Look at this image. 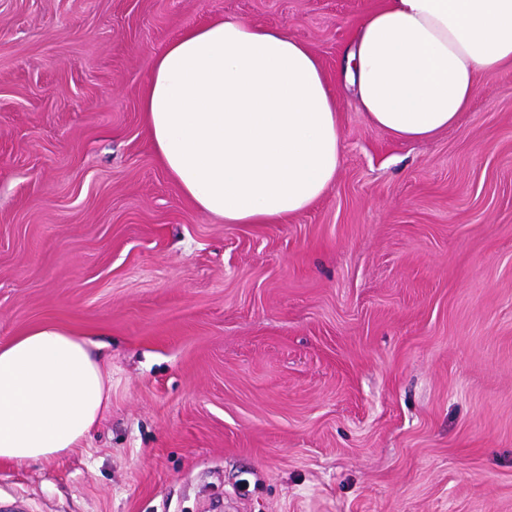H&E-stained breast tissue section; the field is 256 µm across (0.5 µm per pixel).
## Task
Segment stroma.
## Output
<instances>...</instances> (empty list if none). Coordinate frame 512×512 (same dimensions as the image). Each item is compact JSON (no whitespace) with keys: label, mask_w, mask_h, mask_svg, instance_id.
<instances>
[{"label":"stroma","mask_w":512,"mask_h":512,"mask_svg":"<svg viewBox=\"0 0 512 512\" xmlns=\"http://www.w3.org/2000/svg\"><path fill=\"white\" fill-rule=\"evenodd\" d=\"M382 0H0V343L101 345L91 439L0 463L26 512H512V67L456 125H371L340 63ZM232 16L319 58L344 151L275 224L204 214L141 112L152 57Z\"/></svg>","instance_id":"stroma-1"}]
</instances>
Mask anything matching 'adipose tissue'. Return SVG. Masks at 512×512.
Listing matches in <instances>:
<instances>
[{"label":"adipose tissue","mask_w":512,"mask_h":512,"mask_svg":"<svg viewBox=\"0 0 512 512\" xmlns=\"http://www.w3.org/2000/svg\"><path fill=\"white\" fill-rule=\"evenodd\" d=\"M512 65V0H385L345 55L359 111L402 141L453 127L486 78ZM142 112L161 165L228 224L300 213L335 182L343 145L317 56L281 30L217 17L155 55ZM112 400L88 342L43 322L0 346V461L68 454Z\"/></svg>","instance_id":"adipose-tissue-1"}]
</instances>
